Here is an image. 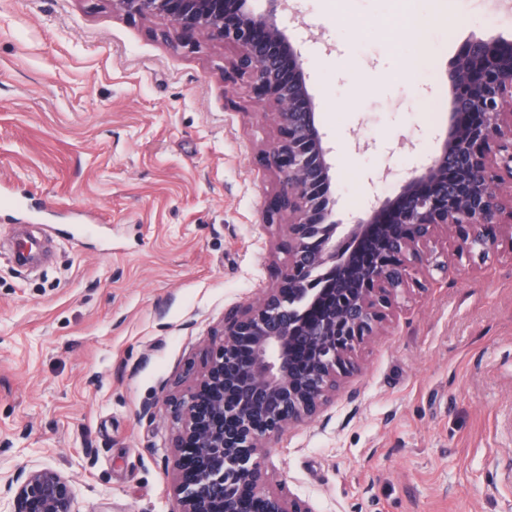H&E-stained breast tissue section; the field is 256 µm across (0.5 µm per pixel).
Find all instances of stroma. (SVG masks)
<instances>
[{
	"label": "stroma",
	"mask_w": 512,
	"mask_h": 512,
	"mask_svg": "<svg viewBox=\"0 0 512 512\" xmlns=\"http://www.w3.org/2000/svg\"><path fill=\"white\" fill-rule=\"evenodd\" d=\"M429 66L413 65L409 9ZM347 223L448 128V72L512 41V0H288ZM107 0H0V475L50 467L73 512H176L165 394L287 259L233 46L165 42ZM410 284L311 422L267 450L314 512H512V255ZM152 407L144 416L143 407Z\"/></svg>",
	"instance_id": "stroma-1"
}]
</instances>
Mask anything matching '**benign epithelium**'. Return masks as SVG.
I'll return each mask as SVG.
<instances>
[{"label":"benign epithelium","mask_w":512,"mask_h":512,"mask_svg":"<svg viewBox=\"0 0 512 512\" xmlns=\"http://www.w3.org/2000/svg\"><path fill=\"white\" fill-rule=\"evenodd\" d=\"M112 11L166 24L183 44L205 35L234 46L224 75L248 79L275 111L278 136L264 151L279 178L267 223L288 233L279 281L230 314L208 348L201 379L166 402L176 423L172 468L179 512H314L268 488L264 448L310 422L358 368L355 352L417 276L448 274L433 242L459 236L458 257L512 255V42L472 44L449 75L451 125L435 153L411 170L396 198L342 225L331 205V148L316 123L303 60L280 27L285 0H109ZM11 512H72L59 471H18L0 481Z\"/></svg>","instance_id":"7a95c632"}]
</instances>
